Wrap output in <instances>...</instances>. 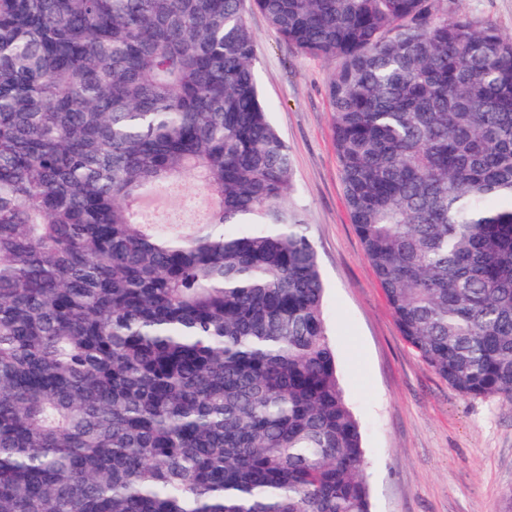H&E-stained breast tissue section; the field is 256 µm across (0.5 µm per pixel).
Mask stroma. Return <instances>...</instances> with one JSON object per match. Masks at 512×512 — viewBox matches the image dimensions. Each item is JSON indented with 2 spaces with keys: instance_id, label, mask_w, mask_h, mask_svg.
I'll use <instances>...</instances> for the list:
<instances>
[{
  "instance_id": "obj_1",
  "label": "stroma",
  "mask_w": 512,
  "mask_h": 512,
  "mask_svg": "<svg viewBox=\"0 0 512 512\" xmlns=\"http://www.w3.org/2000/svg\"><path fill=\"white\" fill-rule=\"evenodd\" d=\"M447 3L512 36V0ZM242 11L257 43L260 93L290 149L295 199L318 254L337 375L361 427L371 512H506L512 405L460 395L401 335L345 204L327 96L333 63L285 42L252 0Z\"/></svg>"
}]
</instances>
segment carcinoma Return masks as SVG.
<instances>
[{
	"mask_svg": "<svg viewBox=\"0 0 512 512\" xmlns=\"http://www.w3.org/2000/svg\"><path fill=\"white\" fill-rule=\"evenodd\" d=\"M327 88L405 341L512 404V37L446 0H254ZM241 0H0V512H370ZM192 177L203 223L155 219Z\"/></svg>",
	"mask_w": 512,
	"mask_h": 512,
	"instance_id": "carcinoma-1",
	"label": "carcinoma"
}]
</instances>
